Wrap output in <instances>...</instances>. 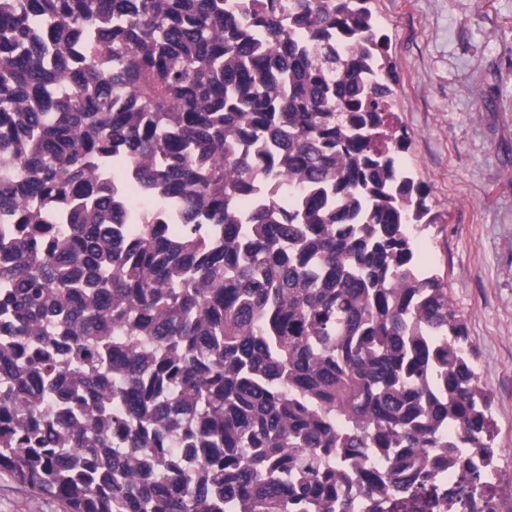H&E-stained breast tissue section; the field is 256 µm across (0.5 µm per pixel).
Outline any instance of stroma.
<instances>
[{
    "instance_id": "35a3bbf8",
    "label": "stroma",
    "mask_w": 512,
    "mask_h": 512,
    "mask_svg": "<svg viewBox=\"0 0 512 512\" xmlns=\"http://www.w3.org/2000/svg\"><path fill=\"white\" fill-rule=\"evenodd\" d=\"M395 64L401 158L429 189L421 266L467 330L491 397L493 446L512 512V0H372ZM0 512H63L0 474Z\"/></svg>"
}]
</instances>
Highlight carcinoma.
<instances>
[{
    "mask_svg": "<svg viewBox=\"0 0 512 512\" xmlns=\"http://www.w3.org/2000/svg\"><path fill=\"white\" fill-rule=\"evenodd\" d=\"M368 2L0 0L1 472L64 512H350L385 448L402 512L409 453L494 458ZM116 179V183L123 189L127 203L133 206L135 211H139L142 208L149 206L151 198L147 196L142 186L137 181L126 180L121 177V174L112 172L110 179Z\"/></svg>",
    "mask_w": 512,
    "mask_h": 512,
    "instance_id": "carcinoma-1",
    "label": "carcinoma"
}]
</instances>
